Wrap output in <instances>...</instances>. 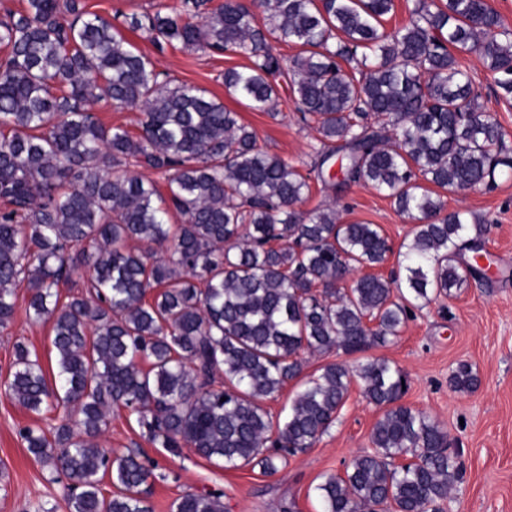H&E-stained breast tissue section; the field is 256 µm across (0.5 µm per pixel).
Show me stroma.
Listing matches in <instances>:
<instances>
[{
    "instance_id": "stroma-1",
    "label": "stroma",
    "mask_w": 512,
    "mask_h": 512,
    "mask_svg": "<svg viewBox=\"0 0 512 512\" xmlns=\"http://www.w3.org/2000/svg\"><path fill=\"white\" fill-rule=\"evenodd\" d=\"M87 11L104 16L158 70L178 83L208 90L257 134L270 154L279 156L309 175L318 134L300 119L289 89L266 110L249 108L224 90L225 69L246 66V57L232 53L191 51L174 44L157 50L141 31L130 29L131 15L169 11L181 0H83ZM486 111L499 120L505 141L512 147V101L499 99L494 79L474 55H461ZM311 192L303 212L336 206L344 223L378 225L392 248L409 238L412 225L399 216L389 199L371 186L353 183L343 189L311 178ZM446 210H464L470 223L485 227L493 256L488 279L472 280L452 296L415 311L400 336L383 347L368 349L402 368L409 388L404 404L429 414L459 448L465 475L445 504L446 512H512V174L500 176L490 191H444ZM28 291L16 288V310L10 326L0 331V378L13 361L14 346L34 347L44 369L55 365L51 327L26 313ZM468 364L477 377L469 393L454 391L449 375ZM358 386H351L339 421L311 448L280 463L276 472L246 466L221 468L193 449L171 450L148 440L125 410L113 411L103 446L116 453L135 452L153 475L148 481L154 512H171L174 500L185 493L218 492L224 512H320L316 487L326 475L345 466L370 447V433L380 418ZM39 424L46 430L59 423L56 413L33 415L0 390V512H67L62 484L51 482L50 469L37 462L21 438V428Z\"/></svg>"
}]
</instances>
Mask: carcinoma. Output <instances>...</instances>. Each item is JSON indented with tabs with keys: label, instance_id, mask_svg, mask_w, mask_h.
Here are the masks:
<instances>
[{
	"label": "carcinoma",
	"instance_id": "1",
	"mask_svg": "<svg viewBox=\"0 0 512 512\" xmlns=\"http://www.w3.org/2000/svg\"><path fill=\"white\" fill-rule=\"evenodd\" d=\"M183 6L134 14L129 26L160 49L246 56L250 65L224 70V89L254 110L289 77L301 121L319 134L320 165L341 158L336 185L367 184L414 223L401 274L350 277L387 261L381 228L342 224L334 207L297 209L309 177L207 90L160 81L152 60L81 0H25L0 21L9 49L0 59V329L22 280L29 315L51 324L56 371L48 379L37 352L18 343L0 388L33 414L62 411L50 437L20 430L29 452L70 481L69 512H153L151 469L94 443L112 408L128 409L165 448L274 472L329 431L355 383L382 415L371 449L317 485L322 512H443L464 463L436 421L401 403V368L382 358L329 363L276 423L264 402L302 375L304 354L385 346L414 310L478 279L475 258L489 255L483 227L445 212L424 183L492 189L512 171L501 125L457 59L476 55L511 100L512 29L486 0H412L394 31L383 25L394 0ZM273 40L301 51L281 56ZM103 94L117 110L142 108L139 135L88 112ZM132 165L167 175L168 196ZM173 211L182 223H170ZM81 266L92 271L86 291L61 295ZM450 383L469 392L477 378L460 363ZM107 474L117 488L108 496ZM171 512L224 504L189 492Z\"/></svg>",
	"mask_w": 512,
	"mask_h": 512
}]
</instances>
